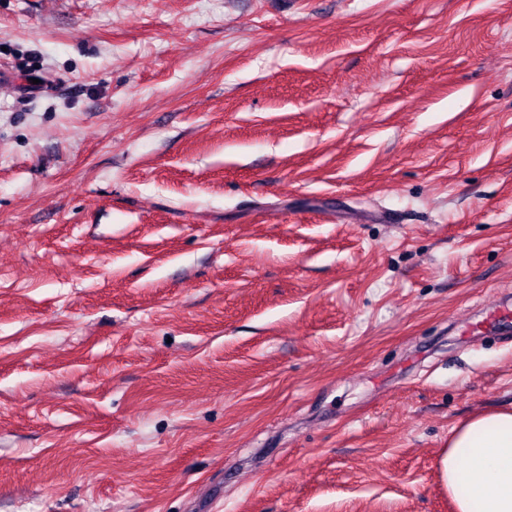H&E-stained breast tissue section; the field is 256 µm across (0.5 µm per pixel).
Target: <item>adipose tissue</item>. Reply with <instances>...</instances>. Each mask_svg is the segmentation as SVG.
<instances>
[{
    "mask_svg": "<svg viewBox=\"0 0 512 512\" xmlns=\"http://www.w3.org/2000/svg\"><path fill=\"white\" fill-rule=\"evenodd\" d=\"M437 468L454 512H512V408L454 427Z\"/></svg>",
    "mask_w": 512,
    "mask_h": 512,
    "instance_id": "ef3b65f1",
    "label": "adipose tissue"
}]
</instances>
